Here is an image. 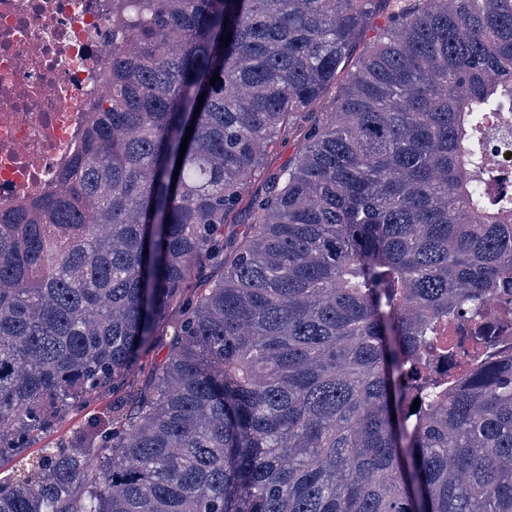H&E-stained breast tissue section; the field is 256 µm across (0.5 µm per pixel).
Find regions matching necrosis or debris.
I'll use <instances>...</instances> for the list:
<instances>
[{
	"label": "necrosis or debris",
	"mask_w": 512,
	"mask_h": 512,
	"mask_svg": "<svg viewBox=\"0 0 512 512\" xmlns=\"http://www.w3.org/2000/svg\"><path fill=\"white\" fill-rule=\"evenodd\" d=\"M111 41L112 0H0V202L55 186Z\"/></svg>",
	"instance_id": "1"
}]
</instances>
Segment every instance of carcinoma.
I'll return each instance as SVG.
<instances>
[{
  "instance_id": "cac0c4a2",
  "label": "carcinoma",
  "mask_w": 512,
  "mask_h": 512,
  "mask_svg": "<svg viewBox=\"0 0 512 512\" xmlns=\"http://www.w3.org/2000/svg\"><path fill=\"white\" fill-rule=\"evenodd\" d=\"M112 24L58 186L0 207V465L93 399L112 418L0 480V512H512V338L484 336L491 298L512 325V195L484 191L512 0H112ZM296 151L297 141L295 136L280 140L276 148L269 155L267 161L268 169L273 172L288 165V163L294 159Z\"/></svg>"
}]
</instances>
